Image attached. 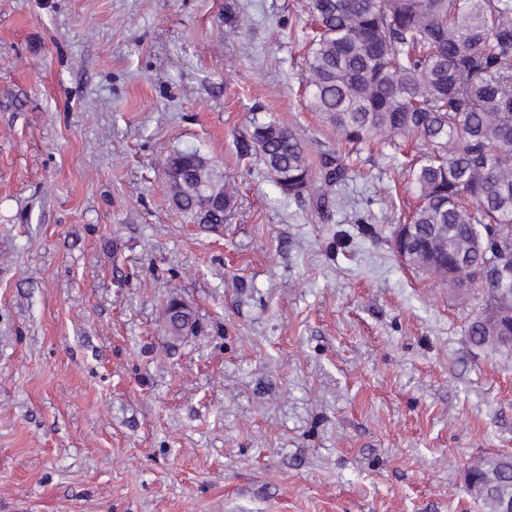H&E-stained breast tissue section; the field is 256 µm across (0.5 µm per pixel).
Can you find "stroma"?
<instances>
[{
    "instance_id": "35a3bbf8",
    "label": "stroma",
    "mask_w": 512,
    "mask_h": 512,
    "mask_svg": "<svg viewBox=\"0 0 512 512\" xmlns=\"http://www.w3.org/2000/svg\"><path fill=\"white\" fill-rule=\"evenodd\" d=\"M315 28L308 0H0V512H484L512 351L468 340L486 289L396 253L417 147L310 111ZM272 119L349 177L282 195L242 151ZM176 149L233 185L224 223L170 205Z\"/></svg>"
}]
</instances>
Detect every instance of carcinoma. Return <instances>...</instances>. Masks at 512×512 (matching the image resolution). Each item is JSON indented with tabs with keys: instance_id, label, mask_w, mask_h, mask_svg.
I'll return each instance as SVG.
<instances>
[{
	"instance_id": "carcinoma-1",
	"label": "carcinoma",
	"mask_w": 512,
	"mask_h": 512,
	"mask_svg": "<svg viewBox=\"0 0 512 512\" xmlns=\"http://www.w3.org/2000/svg\"><path fill=\"white\" fill-rule=\"evenodd\" d=\"M309 108L347 142L413 138L419 204L409 264L494 302L472 319L471 343L511 349L512 3L509 0H309ZM252 149L288 197L311 186L305 147L271 119ZM170 202L196 224H222L233 194L197 150L166 158ZM512 489V456L490 458Z\"/></svg>"
}]
</instances>
